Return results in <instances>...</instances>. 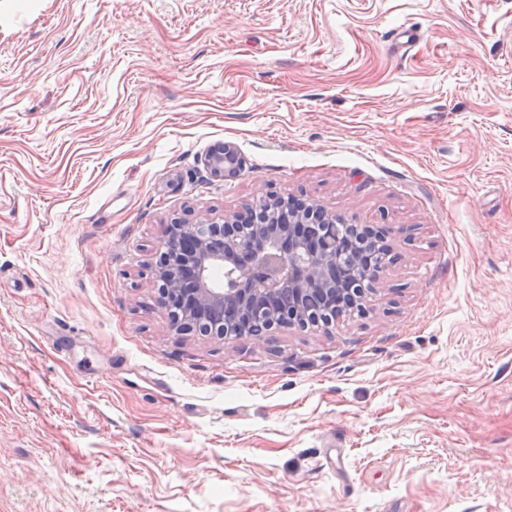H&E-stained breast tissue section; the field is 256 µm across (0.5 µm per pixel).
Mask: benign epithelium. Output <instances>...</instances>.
<instances>
[{
	"instance_id": "obj_1",
	"label": "benign epithelium",
	"mask_w": 512,
	"mask_h": 512,
	"mask_svg": "<svg viewBox=\"0 0 512 512\" xmlns=\"http://www.w3.org/2000/svg\"><path fill=\"white\" fill-rule=\"evenodd\" d=\"M205 164L229 179L242 157L226 142L210 150ZM165 233L151 273L171 331L224 341L327 328L346 310L367 308L383 267H374L368 252L348 259L352 239L360 235L392 251L385 225L348 224L292 197H264L222 223L175 220ZM216 266L234 274L219 288L210 281Z\"/></svg>"
}]
</instances>
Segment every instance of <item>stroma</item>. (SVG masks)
<instances>
[{
	"label": "stroma",
	"mask_w": 512,
	"mask_h": 512,
	"mask_svg": "<svg viewBox=\"0 0 512 512\" xmlns=\"http://www.w3.org/2000/svg\"><path fill=\"white\" fill-rule=\"evenodd\" d=\"M268 195L388 225L367 313L175 335ZM0 512H512V0H0ZM205 164L214 176L229 179L241 169L242 157L235 145L225 142L210 150Z\"/></svg>",
	"instance_id": "stroma-1"
}]
</instances>
